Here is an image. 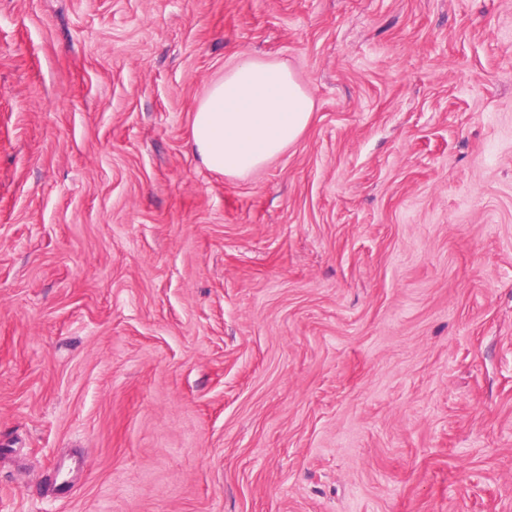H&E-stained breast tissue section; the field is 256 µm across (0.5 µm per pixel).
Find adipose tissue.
<instances>
[{"instance_id":"adipose-tissue-1","label":"adipose tissue","mask_w":512,"mask_h":512,"mask_svg":"<svg viewBox=\"0 0 512 512\" xmlns=\"http://www.w3.org/2000/svg\"><path fill=\"white\" fill-rule=\"evenodd\" d=\"M313 112L312 97L286 66L246 59L206 90L192 141L208 170L242 176L294 144Z\"/></svg>"}]
</instances>
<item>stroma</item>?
<instances>
[{"mask_svg": "<svg viewBox=\"0 0 512 512\" xmlns=\"http://www.w3.org/2000/svg\"><path fill=\"white\" fill-rule=\"evenodd\" d=\"M0 512H512V0H0ZM314 101L284 65L242 60L206 90L192 123L203 165L225 176L264 166L309 126Z\"/></svg>", "mask_w": 512, "mask_h": 512, "instance_id": "1", "label": "stroma"}]
</instances>
